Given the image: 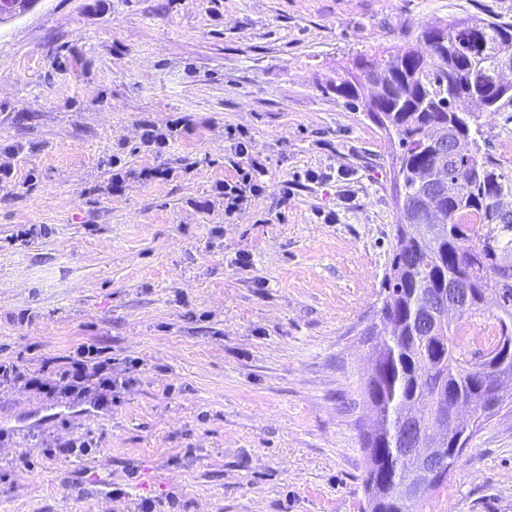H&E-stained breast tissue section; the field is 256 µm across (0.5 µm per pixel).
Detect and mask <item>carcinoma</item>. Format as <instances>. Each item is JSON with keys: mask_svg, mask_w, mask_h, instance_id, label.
Returning a JSON list of instances; mask_svg holds the SVG:
<instances>
[{"mask_svg": "<svg viewBox=\"0 0 512 512\" xmlns=\"http://www.w3.org/2000/svg\"><path fill=\"white\" fill-rule=\"evenodd\" d=\"M434 31L438 41L427 51V74L416 75V61L392 72L374 93L381 118L394 131L398 169L393 179L405 206L398 208L395 249L379 310L381 325L397 323L400 333L379 336L376 323L366 332L377 337L374 369L361 390L375 416L362 438L368 512H415L421 502L403 490L407 471L395 443L398 427L414 407L429 415L450 398L468 405L470 421L448 425L437 438L439 447L453 457L480 421L512 400V391L493 386L502 375L512 385V287L504 288L497 272L499 261L512 259V168L502 166L480 143L474 127L476 113L512 105V91L491 82L500 56L512 55V21L467 15ZM428 39L429 29L424 28L415 43L389 58H412L413 50ZM350 73L349 68L336 71L331 89L365 112L369 95L351 82ZM461 99L471 103L470 111H454ZM433 130L441 131L446 142L438 146L430 141ZM437 177L459 183L457 193L442 201L443 229L413 235L408 222L422 217ZM454 282L465 284L471 293L461 319L494 306L497 333L479 358L460 353L464 337L459 322L439 327L424 307L426 297L448 292Z\"/></svg>", "mask_w": 512, "mask_h": 512, "instance_id": "carcinoma-1", "label": "carcinoma"}]
</instances>
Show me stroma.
Returning <instances> with one entry per match:
<instances>
[{
	"instance_id": "35a3bbf8",
	"label": "stroma",
	"mask_w": 512,
	"mask_h": 512,
	"mask_svg": "<svg viewBox=\"0 0 512 512\" xmlns=\"http://www.w3.org/2000/svg\"><path fill=\"white\" fill-rule=\"evenodd\" d=\"M467 14L512 0H38L0 24V360L92 344L127 381L102 409L0 393V512H367L394 146L330 83ZM478 123L512 168V106ZM240 140L262 190L229 213ZM420 512H512V404Z\"/></svg>"
}]
</instances>
